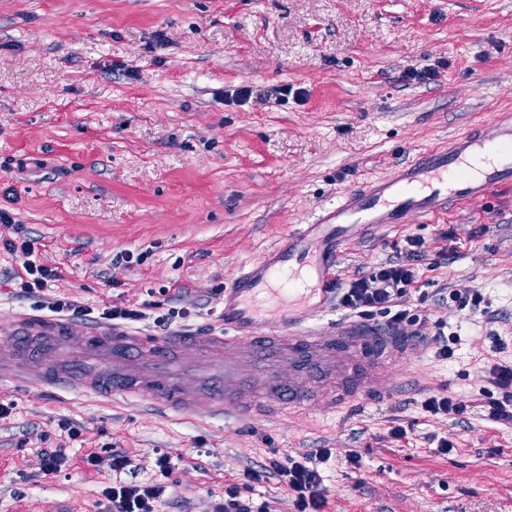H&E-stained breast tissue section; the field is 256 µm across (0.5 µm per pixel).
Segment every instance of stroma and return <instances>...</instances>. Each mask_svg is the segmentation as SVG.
Returning a JSON list of instances; mask_svg holds the SVG:
<instances>
[{"instance_id":"1","label":"stroma","mask_w":512,"mask_h":512,"mask_svg":"<svg viewBox=\"0 0 512 512\" xmlns=\"http://www.w3.org/2000/svg\"><path fill=\"white\" fill-rule=\"evenodd\" d=\"M430 65L439 81L404 75ZM241 86L249 98L225 101ZM509 108L512 0H0V346L14 316L59 296L143 306L136 326L150 333L172 308L185 312L173 328L217 327L225 285L337 192ZM409 236L428 255V312L460 337L454 359L418 347L392 366L401 389L284 426L0 380L12 408L0 512H103L112 473L83 458L113 448L142 483L156 451L170 455L155 512H208L242 470L318 448L333 451L327 512H512V424L421 410L443 386L476 399L494 363L512 361V188L373 238L352 226L340 282ZM22 239L32 252L5 246ZM31 262L59 274L38 298L14 284ZM462 286L481 290L490 317L462 318L447 300ZM493 332L504 352H491ZM392 418L413 425L409 439L388 440ZM64 419L82 424L79 441ZM438 437L453 451L437 453ZM60 445L68 466L43 476L42 450Z\"/></svg>"}]
</instances>
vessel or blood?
Here are the masks:
<instances>
[{"label": "vessel or blood", "instance_id": "b4317fda", "mask_svg": "<svg viewBox=\"0 0 512 512\" xmlns=\"http://www.w3.org/2000/svg\"><path fill=\"white\" fill-rule=\"evenodd\" d=\"M512 188V113H497L492 134L473 129L415 153L379 178L360 181L310 222L240 271L224 288L221 329L151 336L116 325L88 329L56 315L15 318L12 345L0 348V378L63 387L184 415L246 422L323 413L396 386L392 364L414 341L376 325L326 322L336 267L351 226L390 229ZM193 368L192 377L181 372Z\"/></svg>", "mask_w": 512, "mask_h": 512}]
</instances>
